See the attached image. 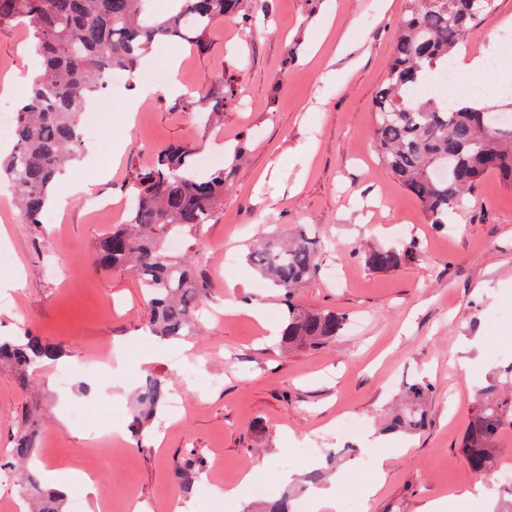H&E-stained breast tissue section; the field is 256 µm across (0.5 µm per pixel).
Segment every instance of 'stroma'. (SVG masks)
<instances>
[{"instance_id": "stroma-1", "label": "stroma", "mask_w": 512, "mask_h": 512, "mask_svg": "<svg viewBox=\"0 0 512 512\" xmlns=\"http://www.w3.org/2000/svg\"><path fill=\"white\" fill-rule=\"evenodd\" d=\"M267 16L252 29L218 23L201 54L176 42L172 60L185 90L201 95L220 78L234 81L224 120L198 125L176 110L177 96L157 93L128 122L123 104L132 85L108 87L82 116L87 150L66 170L72 181L98 179L91 196L62 194L52 224L0 223V247L14 257L0 270L12 286L0 300V336L23 330L62 344L74 372L58 386L59 364L29 371L21 387L13 368L0 367V455L11 446L23 415L39 428L38 470L95 474L84 512H262L266 503L309 497L311 471L338 480L336 502L361 496L363 512H420L431 500L471 490L477 477L461 452L477 390L493 386L512 398V187L486 176L468 204L446 225L428 223L421 204L376 160L373 105L394 48L401 0H253ZM468 54L493 60V70L469 73L492 83L484 105L504 102L512 88V0L491 6L465 33ZM168 59V60H171ZM147 63L168 60L147 54ZM39 68L32 39L19 27L0 28V93L25 96L26 73ZM175 143L199 146L223 159L241 144L224 207L196 235L195 259L205 270L212 303L225 317L203 316L194 335L156 356L144 336L146 308L135 274L92 264L97 240L123 218L90 208L91 198L118 201L132 171ZM303 228L325 250L317 274L297 295L309 310L359 319L325 347L291 349L275 329L283 320L278 293L244 256L257 236ZM420 243V261L389 272L369 268L364 250ZM343 281L329 285L330 271ZM118 352L121 379L89 395L86 361ZM201 361L213 388H199L182 367ZM170 380L185 401L169 430L135 435L133 392L147 376ZM430 384L428 423L413 434H386L388 408L415 383ZM103 405L124 411L115 448L92 442L75 411ZM316 443L309 460L293 449ZM222 462L224 478L251 474L265 496L246 509L214 498L201 483L182 486L176 454ZM386 459L378 470L377 459ZM377 481L363 493L365 479Z\"/></svg>"}]
</instances>
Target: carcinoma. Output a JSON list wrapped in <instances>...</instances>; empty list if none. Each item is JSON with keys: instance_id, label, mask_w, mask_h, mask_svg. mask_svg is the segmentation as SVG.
<instances>
[{"instance_id": "carcinoma-1", "label": "carcinoma", "mask_w": 512, "mask_h": 512, "mask_svg": "<svg viewBox=\"0 0 512 512\" xmlns=\"http://www.w3.org/2000/svg\"><path fill=\"white\" fill-rule=\"evenodd\" d=\"M148 0H0V27L23 24L40 58L41 73L16 109L15 149L0 159V181L12 189L21 218L40 223L49 190L65 162L81 144V114L86 93L102 87L113 67L134 72L150 47L181 39L206 53L210 29L233 21L254 26L257 14L248 0H175L162 18L147 13ZM491 0H404L393 57L374 105V140L379 162L424 208L429 222L448 223V212L465 204L485 176L495 174L512 186V123L489 127L487 107L462 105L437 97L413 98L410 91L448 67L464 34L489 8ZM234 96L232 78H222L208 94L183 95L177 108L208 125L223 117L224 103ZM242 150L229 152L231 163L200 170L197 148L174 144L161 150L152 165L129 176L124 191L127 218L94 246V264L108 270H131L141 283L147 326L163 339L190 333L209 297L206 274L188 253L176 254L169 242L188 239L224 206L228 170ZM321 243L305 230L282 243L274 236L248 248L246 261L269 279L288 308L282 341L290 346L321 347L341 335L347 317L336 311L300 308L297 293L318 269ZM422 256L418 242L379 248L364 254L366 264L386 272ZM63 355L61 345L30 333L0 338V364L25 371ZM430 385L415 383L406 391L405 407L386 426L391 433L413 432L425 425ZM169 388L149 376L136 395V434L164 407ZM33 420L22 418L12 438L10 456L30 459L36 449ZM512 426V402L494 389L477 393L476 410L462 446L475 473L491 464L504 429ZM175 474L190 482L206 469L200 457L174 461ZM21 497L38 500V512H65L63 495L44 491L30 479L19 485Z\"/></svg>"}]
</instances>
